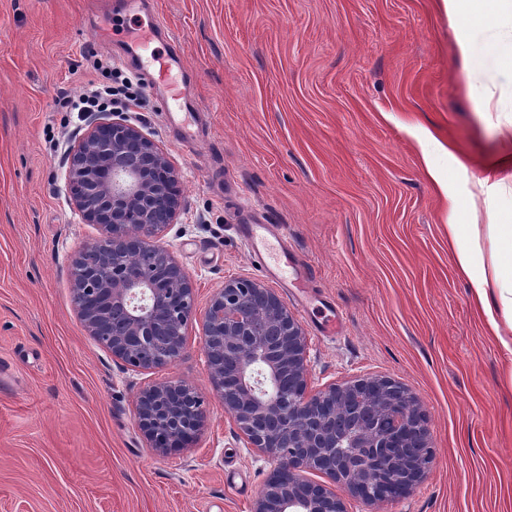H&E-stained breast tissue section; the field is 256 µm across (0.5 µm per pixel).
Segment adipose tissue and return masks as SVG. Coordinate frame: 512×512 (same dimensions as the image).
<instances>
[{
    "instance_id": "1",
    "label": "adipose tissue",
    "mask_w": 512,
    "mask_h": 512,
    "mask_svg": "<svg viewBox=\"0 0 512 512\" xmlns=\"http://www.w3.org/2000/svg\"><path fill=\"white\" fill-rule=\"evenodd\" d=\"M484 23L495 29L497 42L487 44L488 57L512 55V0H490ZM452 259L468 282L471 304L488 336L512 354V224L500 223L495 212L487 222L449 224Z\"/></svg>"
}]
</instances>
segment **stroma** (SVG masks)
Here are the masks:
<instances>
[{"label":"stroma","instance_id":"1","mask_svg":"<svg viewBox=\"0 0 512 512\" xmlns=\"http://www.w3.org/2000/svg\"><path fill=\"white\" fill-rule=\"evenodd\" d=\"M154 19L186 98L169 115L145 84L131 118L180 176L162 243L198 309L225 280L259 281L301 323L312 386L385 377L415 398L425 477L393 501L343 493L346 512H512V357L471 305L426 175L451 177L457 223L512 218V185L481 164L500 136L470 99L491 85L492 113H512V72L464 71L438 0H0V512H251L273 469L213 390L199 324L175 365L134 372L73 302L71 263L99 230L66 193L88 121L59 102L98 79L93 60L135 73L93 42L99 26L122 37ZM429 132L452 153L421 154ZM255 220L287 232L308 287L249 259L240 227ZM167 379L205 399L184 448L151 447L136 417L139 390Z\"/></svg>","mask_w":512,"mask_h":512}]
</instances>
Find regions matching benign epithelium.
<instances>
[{
    "label": "benign epithelium",
    "instance_id": "obj_1",
    "mask_svg": "<svg viewBox=\"0 0 512 512\" xmlns=\"http://www.w3.org/2000/svg\"><path fill=\"white\" fill-rule=\"evenodd\" d=\"M66 191L82 223L101 228L72 262L86 331L125 368L149 371L176 363L200 322L224 411L274 463L252 512H345L336 484L373 503L424 476L428 431L414 398L382 377L310 389L306 335L272 289L233 278L197 313L190 279L160 242L183 206L180 178L140 126L120 112L93 118L70 150ZM136 414L151 447L180 448L206 406L192 385L166 380L139 391ZM308 470L330 485L306 481Z\"/></svg>",
    "mask_w": 512,
    "mask_h": 512
}]
</instances>
